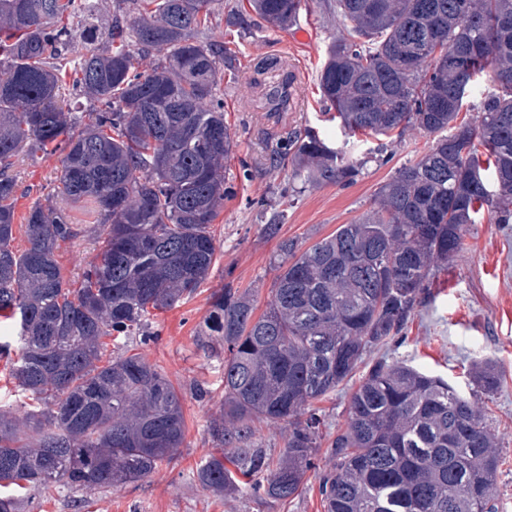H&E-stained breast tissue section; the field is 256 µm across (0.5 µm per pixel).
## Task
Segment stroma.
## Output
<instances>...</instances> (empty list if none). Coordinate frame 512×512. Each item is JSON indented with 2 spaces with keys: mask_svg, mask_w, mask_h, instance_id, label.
I'll use <instances>...</instances> for the list:
<instances>
[{
  "mask_svg": "<svg viewBox=\"0 0 512 512\" xmlns=\"http://www.w3.org/2000/svg\"><path fill=\"white\" fill-rule=\"evenodd\" d=\"M339 30L336 0H307L299 22L286 28L260 19L250 0H213L210 27L198 38H224L227 58L218 96L234 140L224 166V206L213 226L217 261L193 298L151 316L148 337L132 336L115 348L158 366L181 393L185 443L174 463L118 490L59 486L47 492L19 491L18 512H324L319 477L332 465L327 448L348 423L352 394L380 358L443 376L478 401L497 437L498 512H512V224L469 225L465 250L436 272L427 302L404 335L367 350L351 375L318 401L320 448L299 496L281 502L217 495L194 476L212 448L209 423L224 411V368L219 358L196 345L197 331L210 312L211 290L225 285L250 290L257 308H264L277 248L276 240L264 235V224L278 223L281 237L307 249L339 225L367 214L379 187L402 166L417 162L436 141L435 135L416 131L389 139L385 163L369 162L357 181L345 187H307L292 178L289 166L271 165L270 154L279 148L287 126L316 128L320 135L345 143L352 159L378 147L374 138L365 144L345 138L320 94L318 75ZM283 73L293 77L292 99L288 111L274 112L266 95ZM59 166L55 155L23 153L15 158L16 220H24L35 201H46ZM70 214L83 231L62 244L57 260L64 277L73 281L80 279L98 242L84 204H74ZM486 357L502 373V386L491 396L481 394L472 381L475 363ZM200 386L207 389L206 398L197 397Z\"/></svg>",
  "mask_w": 512,
  "mask_h": 512,
  "instance_id": "stroma-1",
  "label": "stroma"
}]
</instances>
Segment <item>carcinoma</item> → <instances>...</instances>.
Returning <instances> with one entry per match:
<instances>
[{"label": "carcinoma", "mask_w": 512, "mask_h": 512, "mask_svg": "<svg viewBox=\"0 0 512 512\" xmlns=\"http://www.w3.org/2000/svg\"><path fill=\"white\" fill-rule=\"evenodd\" d=\"M302 2L251 7L290 26ZM210 3L115 0L102 32L93 0H0V322L17 326L0 359L42 405L22 419L0 407V489L116 490L184 443L169 379L137 354L102 363L100 340L142 332L151 311L191 297L216 261L233 142L217 96L224 42L197 39ZM336 16L319 90L344 135L449 134L399 168L360 221L301 253L279 240L260 315L237 288L211 294L197 346L223 358L224 416L209 424L215 448L196 477L214 493L298 496L320 425L311 403L367 348L402 334L468 225L484 215L512 223V0H336ZM76 39L86 53L73 65ZM145 57L154 63L140 72ZM482 74L494 89L477 105L481 120L456 123ZM69 82L92 104L79 130L63 97ZM285 141L273 161L311 186L350 185L370 162L308 126ZM23 152L58 154L60 168L54 201L30 207L29 247L18 252L12 167ZM80 201L94 204L104 240L74 288L56 252L81 234L67 212ZM474 382L496 392V364L478 362ZM258 422L288 431L278 459L255 443ZM330 456L326 512H496L499 457L482 408L404 362L368 370Z\"/></svg>", "instance_id": "cac0c4a2"}]
</instances>
